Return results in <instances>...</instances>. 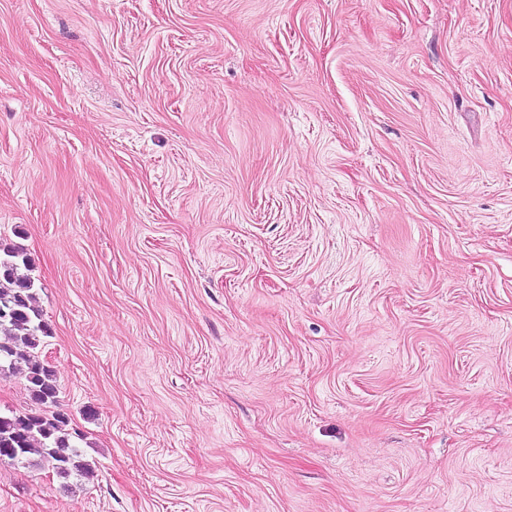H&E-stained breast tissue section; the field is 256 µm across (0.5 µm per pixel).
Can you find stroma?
<instances>
[{
	"instance_id": "1",
	"label": "stroma",
	"mask_w": 512,
	"mask_h": 512,
	"mask_svg": "<svg viewBox=\"0 0 512 512\" xmlns=\"http://www.w3.org/2000/svg\"><path fill=\"white\" fill-rule=\"evenodd\" d=\"M0 241V512H512V0H0ZM29 265L23 248L0 242V377L24 371L32 402L39 408H57L59 385L38 355L42 339L51 333L37 305L34 279L22 272ZM61 411L42 410L10 415L0 413V463H47L61 479L74 475L93 478L91 465L84 460L76 440L80 431L69 427Z\"/></svg>"
}]
</instances>
